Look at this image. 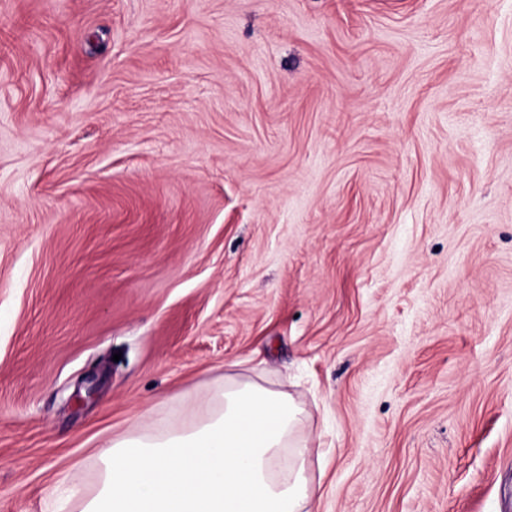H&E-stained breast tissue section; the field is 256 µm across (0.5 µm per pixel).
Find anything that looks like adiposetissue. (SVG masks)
<instances>
[{"label": "adipose tissue", "instance_id": "adipose-tissue-1", "mask_svg": "<svg viewBox=\"0 0 512 512\" xmlns=\"http://www.w3.org/2000/svg\"><path fill=\"white\" fill-rule=\"evenodd\" d=\"M302 418L290 395L252 382L188 400L178 422L102 444L105 476L81 512H305Z\"/></svg>", "mask_w": 512, "mask_h": 512}]
</instances>
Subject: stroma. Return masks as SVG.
<instances>
[{"mask_svg": "<svg viewBox=\"0 0 512 512\" xmlns=\"http://www.w3.org/2000/svg\"><path fill=\"white\" fill-rule=\"evenodd\" d=\"M229 379L314 512H512V0H0V512Z\"/></svg>", "mask_w": 512, "mask_h": 512, "instance_id": "obj_1", "label": "stroma"}]
</instances>
